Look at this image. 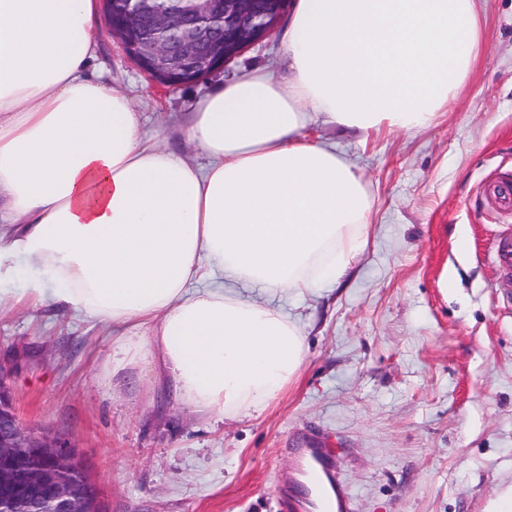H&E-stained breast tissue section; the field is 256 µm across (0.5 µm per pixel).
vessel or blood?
Segmentation results:
<instances>
[{
  "label": "vessel or blood",
  "instance_id": "obj_1",
  "mask_svg": "<svg viewBox=\"0 0 512 512\" xmlns=\"http://www.w3.org/2000/svg\"><path fill=\"white\" fill-rule=\"evenodd\" d=\"M297 467L280 488V512H352V497L338 480L331 453L325 448H298Z\"/></svg>",
  "mask_w": 512,
  "mask_h": 512
}]
</instances>
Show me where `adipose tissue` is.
<instances>
[{
  "mask_svg": "<svg viewBox=\"0 0 512 512\" xmlns=\"http://www.w3.org/2000/svg\"><path fill=\"white\" fill-rule=\"evenodd\" d=\"M97 0H0V268L28 297L112 330L113 372L191 413L259 412L300 371L303 332L237 286L340 284L373 201L316 121L345 133L430 127L482 58L477 0H296L281 71L196 100L199 166L149 141L90 67ZM34 273L31 269L18 266L11 272L2 269L1 288H8L11 294L20 295L24 288H27L28 282Z\"/></svg>",
  "mask_w": 512,
  "mask_h": 512,
  "instance_id": "1",
  "label": "adipose tissue"
}]
</instances>
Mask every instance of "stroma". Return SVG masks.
<instances>
[{"label":"stroma","mask_w":512,"mask_h":512,"mask_svg":"<svg viewBox=\"0 0 512 512\" xmlns=\"http://www.w3.org/2000/svg\"><path fill=\"white\" fill-rule=\"evenodd\" d=\"M484 56L447 112L418 133L329 126L374 202L368 245L341 285L260 295L304 333L305 362L262 412L214 422L112 378L108 327L51 306L0 311V365L24 427L76 446L102 512H279L296 448L330 449L354 512H491L512 488V280L494 254L512 209V0H478ZM279 21L224 70L156 87L101 35L103 80L140 110L148 137L204 164L184 121L218 82L277 69Z\"/></svg>","instance_id":"obj_1"}]
</instances>
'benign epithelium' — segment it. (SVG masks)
I'll return each mask as SVG.
<instances>
[{"instance_id": "obj_1", "label": "benign epithelium", "mask_w": 512, "mask_h": 512, "mask_svg": "<svg viewBox=\"0 0 512 512\" xmlns=\"http://www.w3.org/2000/svg\"><path fill=\"white\" fill-rule=\"evenodd\" d=\"M107 34L153 81L178 87L223 68L246 49L267 39L290 0H224L211 13L192 18L159 15L151 0H133L129 22H113L112 0H102ZM143 25L157 32L152 41L135 34ZM224 27V38L214 36ZM0 512H100L99 491L83 471L80 456L66 439L26 429L0 379Z\"/></svg>"}]
</instances>
